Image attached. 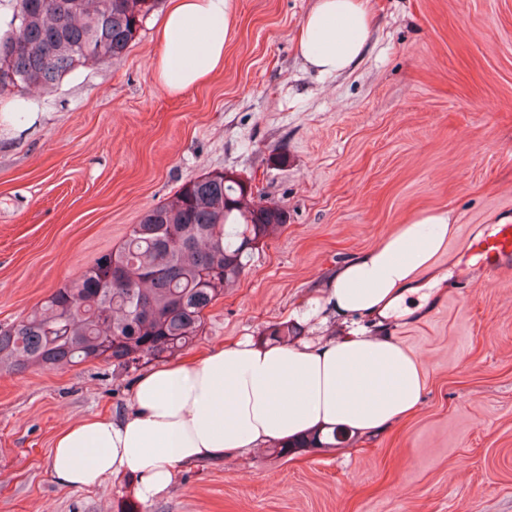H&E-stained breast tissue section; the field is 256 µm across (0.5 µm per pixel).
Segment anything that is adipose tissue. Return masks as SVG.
<instances>
[{"instance_id":"1","label":"adipose tissue","mask_w":512,"mask_h":512,"mask_svg":"<svg viewBox=\"0 0 512 512\" xmlns=\"http://www.w3.org/2000/svg\"><path fill=\"white\" fill-rule=\"evenodd\" d=\"M234 0H169L154 67L166 90L185 92L224 65ZM370 34L368 0H316L304 18L299 50L322 75L347 70ZM455 233L450 211L409 217L377 246L338 267L327 303L337 316H385ZM425 372L392 337L341 336L302 346L244 339L194 363L152 368L130 387L131 413L95 415L64 427L50 457L53 481L93 488L130 477L138 497L154 501L176 468L234 456L315 430L342 426L362 435L415 413Z\"/></svg>"}]
</instances>
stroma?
I'll list each match as a JSON object with an SVG mask.
<instances>
[{"instance_id": "1", "label": "stroma", "mask_w": 512, "mask_h": 512, "mask_svg": "<svg viewBox=\"0 0 512 512\" xmlns=\"http://www.w3.org/2000/svg\"><path fill=\"white\" fill-rule=\"evenodd\" d=\"M315 0H235L224 68L179 95L152 62L160 13L118 61L0 99V327L118 247L187 180L233 169L288 219L206 310L191 361L269 325L296 344L394 337L425 367L416 414L333 448L267 449L180 467L143 512H512V276L462 279L473 231L512 216V0H369L371 34L348 70L321 75L297 34ZM285 156L276 166L271 156ZM451 211L440 276L410 311L355 325L325 301L337 266L414 211ZM147 363L0 374V512H120L128 481L59 487L55 434L130 413Z\"/></svg>"}]
</instances>
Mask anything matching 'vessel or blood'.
I'll use <instances>...</instances> for the list:
<instances>
[{"label":"vessel or blood","mask_w":512,"mask_h":512,"mask_svg":"<svg viewBox=\"0 0 512 512\" xmlns=\"http://www.w3.org/2000/svg\"><path fill=\"white\" fill-rule=\"evenodd\" d=\"M465 274L494 280L512 274V224L498 225L495 234H471L460 249Z\"/></svg>","instance_id":"1"}]
</instances>
